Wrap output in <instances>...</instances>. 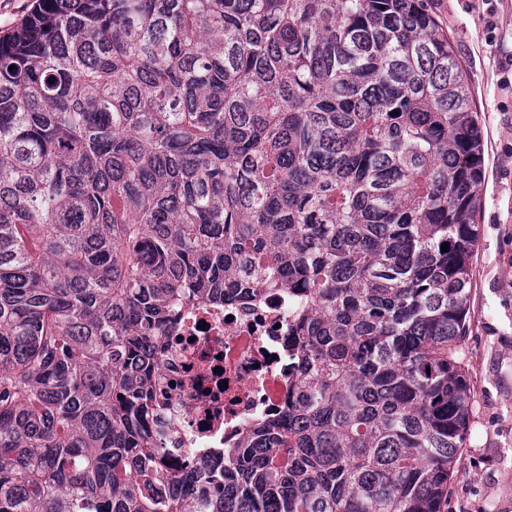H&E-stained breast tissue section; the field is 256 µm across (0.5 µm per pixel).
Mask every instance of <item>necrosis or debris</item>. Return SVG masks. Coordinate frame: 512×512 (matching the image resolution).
<instances>
[{
	"instance_id": "1",
	"label": "necrosis or debris",
	"mask_w": 512,
	"mask_h": 512,
	"mask_svg": "<svg viewBox=\"0 0 512 512\" xmlns=\"http://www.w3.org/2000/svg\"><path fill=\"white\" fill-rule=\"evenodd\" d=\"M298 306L294 290L275 288L178 310L156 376L173 463L189 457L198 470L216 468L252 423L282 410L300 379L288 344Z\"/></svg>"
}]
</instances>
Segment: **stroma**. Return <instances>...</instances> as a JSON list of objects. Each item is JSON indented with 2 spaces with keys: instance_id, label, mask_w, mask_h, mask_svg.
Instances as JSON below:
<instances>
[{
  "instance_id": "obj_1",
  "label": "stroma",
  "mask_w": 512,
  "mask_h": 512,
  "mask_svg": "<svg viewBox=\"0 0 512 512\" xmlns=\"http://www.w3.org/2000/svg\"><path fill=\"white\" fill-rule=\"evenodd\" d=\"M469 77L485 178L467 330L468 440L447 512H512V0H423Z\"/></svg>"
}]
</instances>
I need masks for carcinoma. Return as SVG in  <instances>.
<instances>
[{"mask_svg":"<svg viewBox=\"0 0 512 512\" xmlns=\"http://www.w3.org/2000/svg\"><path fill=\"white\" fill-rule=\"evenodd\" d=\"M483 154L421 0H40L0 37V512H445ZM269 288L301 378L192 503L154 342Z\"/></svg>","mask_w":512,"mask_h":512,"instance_id":"obj_1","label":"carcinoma"}]
</instances>
